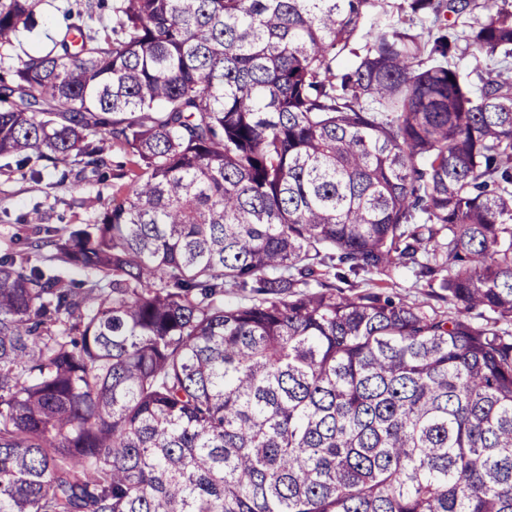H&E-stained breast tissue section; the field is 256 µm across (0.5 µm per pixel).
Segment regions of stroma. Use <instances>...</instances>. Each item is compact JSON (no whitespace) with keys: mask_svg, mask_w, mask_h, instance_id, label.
<instances>
[{"mask_svg":"<svg viewBox=\"0 0 512 512\" xmlns=\"http://www.w3.org/2000/svg\"><path fill=\"white\" fill-rule=\"evenodd\" d=\"M66 0H41L39 27L21 32L19 44L28 52L46 48L68 24ZM112 194L111 180L82 172L80 166L44 170L41 181L23 177L15 168L0 165V253L13 247L17 238L30 235L33 227L51 228L66 234L92 224L99 199Z\"/></svg>","mask_w":512,"mask_h":512,"instance_id":"1","label":"stroma"}]
</instances>
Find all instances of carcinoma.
Here are the masks:
<instances>
[{"mask_svg": "<svg viewBox=\"0 0 512 512\" xmlns=\"http://www.w3.org/2000/svg\"><path fill=\"white\" fill-rule=\"evenodd\" d=\"M64 13L0 74V158L131 166L0 255V512H512V0ZM30 259L32 264L52 270L66 282L80 283L93 278L91 274L82 269L69 266L60 261L54 247H44L33 251ZM391 288L387 291L392 295H397L408 301L428 302L429 304L441 308V310L450 311L448 303L437 301L428 295L429 288H423L415 284V278L411 272L399 271L394 273Z\"/></svg>", "mask_w": 512, "mask_h": 512, "instance_id": "obj_1", "label": "carcinoma"}]
</instances>
